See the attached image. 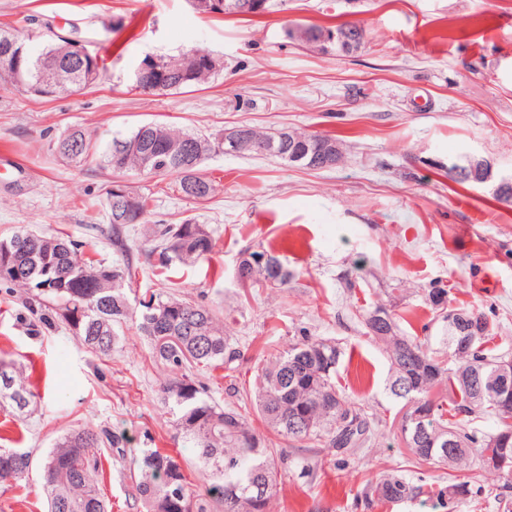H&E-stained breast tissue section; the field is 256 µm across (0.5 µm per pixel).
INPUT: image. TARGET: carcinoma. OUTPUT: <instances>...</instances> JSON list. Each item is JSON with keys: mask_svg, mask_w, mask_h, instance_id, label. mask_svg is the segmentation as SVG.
Wrapping results in <instances>:
<instances>
[{"mask_svg": "<svg viewBox=\"0 0 512 512\" xmlns=\"http://www.w3.org/2000/svg\"><path fill=\"white\" fill-rule=\"evenodd\" d=\"M342 26L310 24L308 44L320 46ZM81 40L33 30L0 27V54L9 45L22 50L20 60L9 67L0 65V89L30 92L38 83L53 87L52 96L68 91L70 80L59 73L61 62L69 57L68 46ZM192 49L177 56L156 59L152 77L158 94H177L184 89L210 82L218 70ZM107 70L104 56L91 52L80 80L91 85ZM297 146L309 149L300 167L319 168L314 156L327 136L298 131L288 133ZM55 150L71 160L96 164L114 172L166 176L174 180V191L187 201L208 199L213 192L210 179L200 173L206 155L224 152L222 136H207L152 122L126 136L112 138L105 152L97 140L82 129L61 136ZM153 154L169 161L157 170L145 163ZM115 184L105 187L109 223L114 243L124 262L109 263L87 257L71 240L17 232L0 239L15 245L12 271L0 282L17 285L28 294L25 308L52 326L63 320L61 311L78 315L76 337L89 349L112 354L119 342L115 327L129 319L138 320V330L149 341L155 362L173 373L161 391L164 403L174 417L173 426L186 447L194 449L198 472L208 482L207 498L194 496L181 465L158 448H129L120 434L101 429H82L60 438L43 464V488L48 496V512H109L99 491L103 472L102 451L124 460L132 457L136 470L130 475L131 498L144 512H269L277 487L274 449L261 439L239 411L220 406L203 397L193 372L199 368L235 369L240 352L224 335L212 309L164 292L150 294L139 308L129 304L126 287L132 279L133 260L124 248L120 233L124 224H138L148 214L150 199L126 192L131 216L115 220ZM153 246L143 250L155 269L168 270L175 263L194 264L209 255L216 240L206 224L188 220L182 224H156L151 229ZM268 257L261 263L259 257ZM61 279L51 288L40 286L52 275ZM238 276L244 282L284 286L292 273L282 257L269 250L243 253ZM477 315L481 337L468 349L458 350L455 341L463 336L458 321L448 322V351L432 348L430 339H413L401 333L397 318L380 304L366 313L367 335L389 353L390 396L412 401L424 410L418 422L422 436L409 446L419 464L446 465L463 472L476 467L489 469L485 455L507 459L496 467L504 479L500 489H512V374L496 375L497 364L507 353L486 348L489 322L480 310L461 311V316ZM340 351L330 340L303 335L285 354L257 370L256 406L265 422L280 436L313 445L325 442L340 450L361 448L371 438L373 421L364 408L349 403L336 386V364ZM0 398L8 399L19 411L30 406L34 392L14 365L0 360ZM488 415L497 423L492 431L474 429L459 419L464 415ZM31 465L29 452L0 448V484L19 481ZM423 492L400 474H385L367 484L366 496L387 502L411 499ZM482 493L468 480H454L435 490L445 506L455 499Z\"/></svg>", "mask_w": 512, "mask_h": 512, "instance_id": "carcinoma-1", "label": "carcinoma"}]
</instances>
